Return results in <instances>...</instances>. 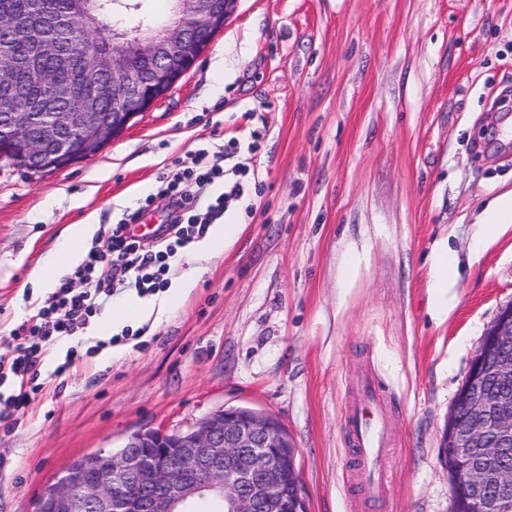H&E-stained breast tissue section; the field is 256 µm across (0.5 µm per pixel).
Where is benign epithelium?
<instances>
[{"instance_id": "7a95c632", "label": "benign epithelium", "mask_w": 512, "mask_h": 512, "mask_svg": "<svg viewBox=\"0 0 512 512\" xmlns=\"http://www.w3.org/2000/svg\"><path fill=\"white\" fill-rule=\"evenodd\" d=\"M239 0H178L179 10L158 37L112 38V50L79 63L60 52L42 27L0 14V57L13 42L29 46L24 67L35 77L49 112H28L0 96V157L31 172H48L95 156L132 121L165 97L197 62L235 12ZM55 55L56 69H43ZM146 59L149 67L133 65ZM78 66L92 81L79 94L58 73ZM288 436L271 416L220 409L196 426L169 434L147 429L117 453L100 450L76 459L46 487L36 512H188L205 495L221 497L228 512H300L287 490L300 487L295 462L279 452ZM441 454L453 488L464 487L476 512H512V302L484 334L465 383L448 414Z\"/></svg>"}]
</instances>
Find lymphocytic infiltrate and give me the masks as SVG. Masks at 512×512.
I'll use <instances>...</instances> for the list:
<instances>
[{
    "mask_svg": "<svg viewBox=\"0 0 512 512\" xmlns=\"http://www.w3.org/2000/svg\"><path fill=\"white\" fill-rule=\"evenodd\" d=\"M239 151L235 142L227 143L217 153L200 149L192 166L166 175L162 192L172 199L186 216V224L180 227L173 241L161 251L145 249L138 239L125 235L126 224L137 223L139 213H131L125 223L113 225L105 250H90L85 262L76 270L77 278L84 279L100 268L120 272L139 291L145 292L163 287L168 260L179 248L185 247L194 238L204 235L210 224L223 215L228 198L240 197L244 186L240 180L239 168L225 169L226 161L232 160ZM227 179L223 194L217 196L205 214H198V202L209 186L220 179ZM100 292L80 290L70 284H63L53 297L52 303L41 309V322L20 325L14 331L18 341V354L9 369L0 368V381L6 377L24 379L37 374V359L42 341L74 335L99 307Z\"/></svg>",
    "mask_w": 512,
    "mask_h": 512,
    "instance_id": "lymphocytic-infiltrate-1",
    "label": "lymphocytic infiltrate"
}]
</instances>
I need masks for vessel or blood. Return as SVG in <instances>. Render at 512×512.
Returning a JSON list of instances; mask_svg holds the SVG:
<instances>
[{
	"label": "vessel or blood",
	"instance_id": "1",
	"mask_svg": "<svg viewBox=\"0 0 512 512\" xmlns=\"http://www.w3.org/2000/svg\"><path fill=\"white\" fill-rule=\"evenodd\" d=\"M361 403L349 417L350 440L358 450V470L361 476L360 506L367 512L383 499L386 491V473L379 463L385 438L375 416L381 406V394L372 377H364L361 385Z\"/></svg>",
	"mask_w": 512,
	"mask_h": 512
}]
</instances>
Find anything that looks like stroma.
<instances>
[{
	"label": "stroma",
	"instance_id": "1",
	"mask_svg": "<svg viewBox=\"0 0 512 512\" xmlns=\"http://www.w3.org/2000/svg\"><path fill=\"white\" fill-rule=\"evenodd\" d=\"M512 0H239L168 96L92 158L34 174L0 158V362L11 332L60 288L32 271L89 218L105 248L135 209L175 214L162 178L235 140L246 192L224 252L169 258L200 270L161 318L94 332L139 299L111 295L75 335L42 345L40 376L0 427V512H35L77 457L145 429L187 430L248 407L295 449L307 512H359L347 426L363 375L381 388L387 496L376 512H450L439 448L480 340L512 301V223L480 240L479 216L512 192ZM264 137L257 152L253 130ZM456 256L447 312L429 258ZM80 358L55 376L70 350Z\"/></svg>",
	"mask_w": 512,
	"mask_h": 512
}]
</instances>
